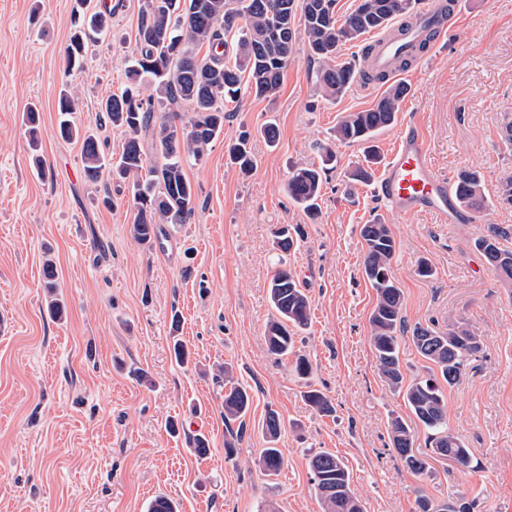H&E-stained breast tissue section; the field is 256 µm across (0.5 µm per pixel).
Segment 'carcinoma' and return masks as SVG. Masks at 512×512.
<instances>
[{"mask_svg":"<svg viewBox=\"0 0 512 512\" xmlns=\"http://www.w3.org/2000/svg\"><path fill=\"white\" fill-rule=\"evenodd\" d=\"M74 18L81 21L64 53L65 70L82 67L85 40L109 32L112 10H100L85 16L76 0ZM416 0H360L343 20L336 18V0H147L137 31V54L128 69L130 84L101 104L105 120L126 134L117 163L107 161L99 141L81 133L74 114L75 100L65 90L58 99V133L65 140L81 141L85 178L97 183L103 176L131 186L135 211L129 233L141 245H151L167 224H184L195 208V189L186 177L185 167L202 161L208 145L224 131V103L238 100L242 91L256 98H274L280 92L284 72L292 56L296 26H301L310 50V58L325 62L317 79L331 98L344 96L361 77L350 62L333 63L340 45L362 41L373 31H386L393 22L414 10ZM244 24H239V21ZM207 53L200 55V49ZM153 87L145 96L142 83ZM407 87L390 85L369 109L351 112L336 125L334 140L318 146L325 165L336 159V143L360 147L363 159L351 173V179L366 181L372 166L380 162L375 138L392 126L399 103ZM184 101L192 107L189 121L177 126L156 120L155 112ZM151 141L156 161L147 164L142 138ZM230 158L241 172H250L255 159L242 138L230 147ZM320 167L296 169L288 180V196L308 212L317 208L321 196ZM455 193L469 210L484 203L482 177L476 170H463L455 181ZM360 236L365 243L362 272L375 290L377 303L370 315V342L386 384L404 391L403 398L414 420L427 434L433 456L448 459L463 468L472 467V453L448 427L447 400L434 377H421L403 385L399 361L398 332L403 328L402 292L391 271L396 240L390 225L376 220L364 224ZM512 237V226H488L476 249L505 282L512 281V250L502 241ZM274 245L283 254L297 248L288 227L277 233ZM47 302L52 315L63 309L56 293L55 265L47 260L43 267ZM269 294L274 317L266 328L268 351L277 357L295 354L296 335L311 323L308 296L300 288L292 271L281 264L273 273ZM412 342L426 361L434 365L448 387L456 385L472 360L481 352L483 342L476 329L461 321H449L448 328L436 330L416 324ZM306 404L329 415L331 401L317 390L304 393ZM251 396L242 386L224 391V421L245 423ZM284 427L280 413L269 407L262 431L271 447L259 459L267 475L277 474L283 464L280 449L273 446ZM392 447L405 468L423 477L428 463L414 452V431L400 416L389 422ZM314 487L325 512H363L360 500L351 488L347 465L336 454L319 451L310 459ZM477 500L460 493L443 501L422 494L418 512H475Z\"/></svg>","mask_w":512,"mask_h":512,"instance_id":"cac0c4a2","label":"carcinoma"}]
</instances>
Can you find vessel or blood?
<instances>
[{"instance_id":"1","label":"vessel or blood","mask_w":512,"mask_h":512,"mask_svg":"<svg viewBox=\"0 0 512 512\" xmlns=\"http://www.w3.org/2000/svg\"><path fill=\"white\" fill-rule=\"evenodd\" d=\"M462 3L451 0V9L446 12L437 9L434 0H422L419 9L402 21L396 38H375L373 67L394 80L408 78V70L396 68V59L412 45L423 43L430 49L439 45L448 32V16H460ZM374 193L389 211L404 218L428 213L451 224L475 221L474 216L460 210L450 180L436 174L422 128L414 118L388 154Z\"/></svg>"}]
</instances>
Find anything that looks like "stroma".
<instances>
[{"instance_id":"35a3bbf8","label":"stroma","mask_w":512,"mask_h":512,"mask_svg":"<svg viewBox=\"0 0 512 512\" xmlns=\"http://www.w3.org/2000/svg\"><path fill=\"white\" fill-rule=\"evenodd\" d=\"M112 2L108 35L88 43L83 69L68 73L74 0H0V512H147L157 496L179 512H323L309 464L321 450L343 459L364 512H416L422 492L437 501L463 493L477 498V512H512V286L474 247L488 225H512V205L499 198L512 181V0H465L443 50L414 75L397 124L376 138L388 153L401 122L418 115L439 174L481 172L478 223L394 215L372 183L347 185L362 154L341 143L318 215L289 198L293 170L319 164L318 146L339 118L371 108L384 91L359 80L326 100L321 64L300 38L276 99L225 104L223 133L185 168L196 189L191 218L149 248L129 234L128 185L88 182L80 141L56 134L67 90L82 130L107 155L122 150L124 135L104 123L100 104L127 83L146 0ZM32 106L41 173L24 123ZM270 120L279 128L272 144L261 134ZM243 135L255 158L246 175L228 156ZM377 219L396 239L391 267L407 325L458 320L483 338V352L446 391L448 426L475 468L433 460L417 478L392 448L390 418L411 413L370 345L376 292L362 273L359 229ZM284 224L303 233L288 264L311 303L312 324L296 342L311 365L304 377L293 358L271 356L265 339L273 233ZM49 258L64 303L58 317L46 307ZM423 259L431 278L416 272ZM177 339L188 364L173 357ZM223 366L252 397L231 453ZM310 389L331 399L333 415L306 405ZM270 407L285 422L284 463L272 477L258 464ZM197 435L209 441L202 457L190 450Z\"/></svg>"}]
</instances>
